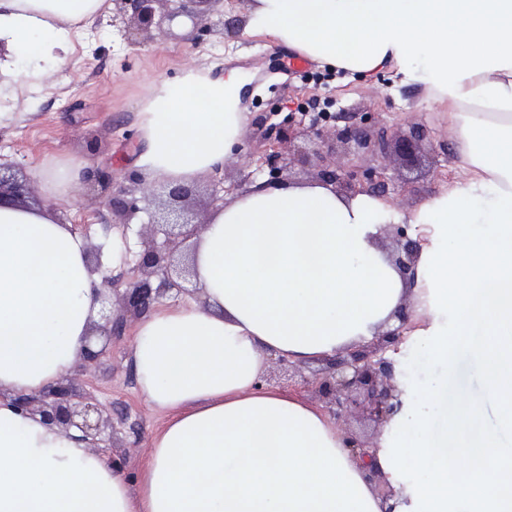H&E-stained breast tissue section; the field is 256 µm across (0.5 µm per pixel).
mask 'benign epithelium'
<instances>
[{
  "label": "benign epithelium",
  "instance_id": "7a95c632",
  "mask_svg": "<svg viewBox=\"0 0 512 512\" xmlns=\"http://www.w3.org/2000/svg\"><path fill=\"white\" fill-rule=\"evenodd\" d=\"M122 4L121 13L130 14L127 30L129 34H147L152 29H162L180 17L198 25L203 11L202 6L212 0H118ZM274 113L264 112L256 121L261 129L260 139L269 144L270 153L265 163L270 174L283 170L286 158L277 151L276 145L291 140L297 134L295 123H274ZM336 116L322 112L311 119L310 131L319 138L333 137L340 142H352L358 149V164L352 169L325 167L318 170L317 176L326 184L348 195L366 194L381 200L388 198L395 186L393 178L386 176L387 167L374 164L376 157L397 158L413 165L419 161L422 143L427 139L426 131L413 127L409 131L388 134L385 131L372 136L368 133L367 118L360 114L344 127L334 124ZM28 187L16 177L9 167L0 166V205L28 206ZM175 219L164 222L165 240L158 246L151 241L145 244L135 265L138 276L124 284L112 283V289L124 287L125 312L140 316L159 302L163 289L152 287L150 277L161 273L169 275L173 254L181 244L199 233L202 224H192L184 220L183 212L172 209ZM400 252L395 264L408 278H414L415 259L418 244L408 236V227L396 228ZM399 325L381 337L354 347L347 355L333 360L329 372L316 381L319 394L336 406V420L347 422L351 419H367L382 427L402 408L401 391L396 381V367L386 356L387 349L402 341L407 330L409 316L404 311L397 312ZM125 328L124 317H105V323L96 328L99 335H119ZM17 406L31 414L38 413L42 419L67 431L72 427L80 429L85 436L95 437L100 432L103 415L91 402L77 400L70 379L58 383L39 397L19 396ZM345 447L351 456L368 470L367 479L378 476L375 467L379 450L378 441L369 444L353 437L345 438Z\"/></svg>",
  "mask_w": 512,
  "mask_h": 512
}]
</instances>
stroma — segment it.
Segmentation results:
<instances>
[{
    "instance_id": "obj_1",
    "label": "stroma",
    "mask_w": 512,
    "mask_h": 512,
    "mask_svg": "<svg viewBox=\"0 0 512 512\" xmlns=\"http://www.w3.org/2000/svg\"><path fill=\"white\" fill-rule=\"evenodd\" d=\"M249 0H214L203 19L204 31L187 28L152 30L139 45H131L122 26H111V9L79 21L72 27L75 51L65 65L39 62V79L29 76L30 64L23 63L11 85L0 91V162L11 165L19 179L31 185L30 204L78 225L90 248L111 250L120 242L125 259L108 270L112 276H132L142 249L141 239L155 207L142 201L138 190L143 174L134 167L131 154L139 146L138 112L141 102L159 80H176L191 68H207L213 75L238 70L248 92L242 111L259 116L275 111L280 117L292 112H369L371 132L425 127L428 144L420 164L396 163L392 174L405 189L390 206L405 214L440 193L448 183L465 182L455 144L446 128L441 106L419 83L403 81L395 69L361 78L342 70H328L312 63L309 80L272 70L274 58H289L292 48L254 34L248 25ZM235 15L243 28L238 38L224 33L222 20ZM55 158L72 160L81 171H104L112 176L109 192L81 190L66 198L43 193L34 173ZM266 172L244 176L238 168L206 174L192 189L200 220H208L219 204L213 189L226 188V200L247 192L251 182L266 180ZM120 194L138 202L134 222L121 224L110 200ZM411 329L398 345L393 358L397 382L404 392V413L422 412L436 425H443L445 406L472 403L479 407L478 426L503 440L512 452V423L505 405L486 388L488 370L479 351V337H469L450 359L433 356L430 335L454 326L452 311L428 308L425 314L410 310ZM135 319H128L123 335L109 338L106 354L96 367L80 376L79 392L103 405L108 424L97 436L96 447L105 449L136 482L138 469L154 436L164 427L165 413L146 404L140 396L134 361ZM330 358L294 362L282 372L276 357L265 361L261 380L312 408L327 412L314 381L324 376ZM443 387L447 404L433 400L432 387Z\"/></svg>"
}]
</instances>
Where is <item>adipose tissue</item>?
<instances>
[{
    "label": "adipose tissue",
    "instance_id": "obj_1",
    "mask_svg": "<svg viewBox=\"0 0 512 512\" xmlns=\"http://www.w3.org/2000/svg\"><path fill=\"white\" fill-rule=\"evenodd\" d=\"M106 0H0V80L20 62L65 64L71 27ZM250 25L321 64L397 67L445 108L465 184L406 215L408 282L379 244L383 200L330 184L254 185L192 240L202 302L162 304L136 324L140 394L166 411L137 489L76 430L22 412L72 372L100 321L102 272L88 241L40 210L0 207V512H383L321 412L260 384L267 356L305 361L392 324L405 303L447 305L451 342L482 339L491 394L512 403V0H251ZM239 71L154 84L139 112L144 175L191 183L223 169L251 117ZM487 225L484 233L474 232ZM479 416L435 429L412 415L377 466L396 512H512V460L489 435L449 453ZM425 474L411 486L400 471Z\"/></svg>",
    "mask_w": 512,
    "mask_h": 512
}]
</instances>
